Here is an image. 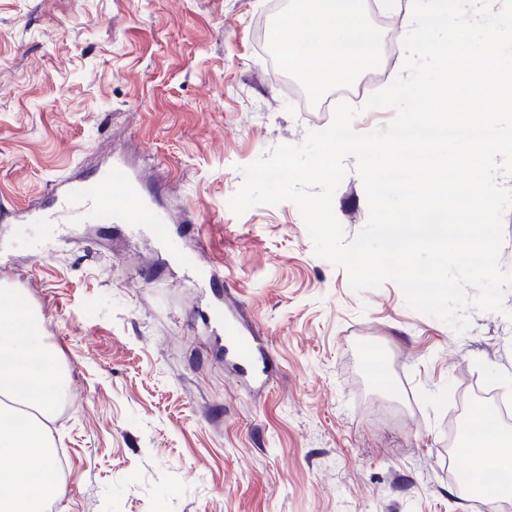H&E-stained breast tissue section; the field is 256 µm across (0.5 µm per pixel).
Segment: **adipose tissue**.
Masks as SVG:
<instances>
[{
    "label": "adipose tissue",
    "instance_id": "1",
    "mask_svg": "<svg viewBox=\"0 0 512 512\" xmlns=\"http://www.w3.org/2000/svg\"><path fill=\"white\" fill-rule=\"evenodd\" d=\"M382 33L365 23L360 0H310L291 9L275 26V49L301 65L313 92L322 94L351 83L377 61ZM471 457L469 469L480 497L488 503L512 499V433L469 440L460 449Z\"/></svg>",
    "mask_w": 512,
    "mask_h": 512
}]
</instances>
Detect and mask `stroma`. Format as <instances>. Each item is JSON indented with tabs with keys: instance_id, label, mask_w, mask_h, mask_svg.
<instances>
[{
	"instance_id": "stroma-1",
	"label": "stroma",
	"mask_w": 512,
	"mask_h": 512,
	"mask_svg": "<svg viewBox=\"0 0 512 512\" xmlns=\"http://www.w3.org/2000/svg\"><path fill=\"white\" fill-rule=\"evenodd\" d=\"M273 0H0V276L44 318L68 376L51 426L66 456L55 512H474L448 472L451 412L512 395V291L456 332L392 281L353 291L317 257L297 207H228L243 166L326 128L306 77L270 69ZM404 0L366 13L394 47L353 82L403 71ZM121 165L150 178L165 241L126 224L33 216L51 187ZM333 212L346 238L369 210L354 158ZM226 307L258 336L263 386L237 381L210 332L209 289L174 259L193 240ZM382 351L385 380L365 369Z\"/></svg>"
}]
</instances>
